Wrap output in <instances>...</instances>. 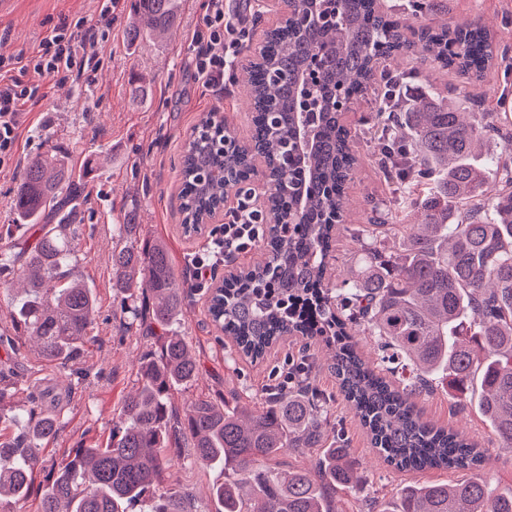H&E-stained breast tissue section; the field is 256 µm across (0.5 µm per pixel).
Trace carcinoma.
Wrapping results in <instances>:
<instances>
[{
  "instance_id": "carcinoma-1",
  "label": "carcinoma",
  "mask_w": 512,
  "mask_h": 512,
  "mask_svg": "<svg viewBox=\"0 0 512 512\" xmlns=\"http://www.w3.org/2000/svg\"><path fill=\"white\" fill-rule=\"evenodd\" d=\"M373 0H342L339 11L316 27L291 23L269 34L262 61L244 69L254 153L224 150V125L210 112L183 151L179 210L184 232L202 230L204 218L231 193L239 194L257 173L275 185L262 213L267 234L257 243L264 259L224 284L208 313L241 353L262 358L290 334L320 336L314 321L297 309L318 297L317 320L334 322L344 343H328L344 399L388 463L423 471L463 473L452 484L406 485L397 508L378 512H512V492L500 493L487 468L485 450L455 429L424 420L414 397L448 380L464 395L479 379L478 406L499 445L512 449V157L481 156L490 136H507L505 121L481 123L445 95L412 100L392 111L388 85L376 78V49L386 55L412 51L472 82L483 80L493 59L494 36L478 22L455 29L430 27L414 43L403 25L376 14ZM180 0H135L125 27L128 44L157 39L177 25ZM374 90L375 120L387 147L399 148L391 169L402 205L366 224L358 267L337 289L324 286V258L335 225L328 212L344 216L345 186L356 163L351 141L341 136L336 113L326 104L338 90ZM90 162L77 169L51 151L30 158L13 191L16 225L39 224L42 235L14 274L25 283L9 311L19 336L36 341L39 355L66 364L82 357L96 305L90 289L65 270L81 223L80 197L94 176ZM307 177L301 213L289 186ZM115 225L112 292L125 312L157 337L158 350L140 361L137 391L124 400L112 433L100 448H73L43 479L40 512H194L191 492L156 493L171 467L170 448L186 442L201 466L228 472L213 488L218 512H343L336 492L361 479L348 449L323 445L327 410L299 371L293 386L264 397L253 408L232 392L224 401L198 398L172 423L173 392L198 378L197 361L172 328L180 319V288L167 248L140 234L139 225ZM401 239L396 253L377 246L378 235ZM151 300L148 312L130 303L134 281ZM378 337L384 360L407 377L394 385L360 356L347 324ZM59 429L55 416L32 407L0 414V505L22 512L43 471L41 444ZM322 447L309 468L270 466L288 448Z\"/></svg>"
}]
</instances>
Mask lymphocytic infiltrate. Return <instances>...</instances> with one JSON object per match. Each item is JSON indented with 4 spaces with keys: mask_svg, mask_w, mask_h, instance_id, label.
I'll list each match as a JSON object with an SVG mask.
<instances>
[{
    "mask_svg": "<svg viewBox=\"0 0 512 512\" xmlns=\"http://www.w3.org/2000/svg\"><path fill=\"white\" fill-rule=\"evenodd\" d=\"M96 2L92 16H60L30 54L0 56V169L13 163L19 129L46 98L41 86L29 82L28 73L63 83L80 80L97 69L101 53L112 40L120 0ZM236 27L224 11V0H207L205 13L191 34L198 78L216 93L223 91L224 74L235 62L225 37ZM263 233L257 210L248 201H239L226 214L209 248L192 258L194 279L207 280L219 266L252 250Z\"/></svg>",
    "mask_w": 512,
    "mask_h": 512,
    "instance_id": "obj_1",
    "label": "lymphocytic infiltrate"
}]
</instances>
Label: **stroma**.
Instances as JSON below:
<instances>
[{
	"label": "stroma",
	"mask_w": 512,
	"mask_h": 512,
	"mask_svg": "<svg viewBox=\"0 0 512 512\" xmlns=\"http://www.w3.org/2000/svg\"><path fill=\"white\" fill-rule=\"evenodd\" d=\"M225 3L227 13L245 22V34L236 47L238 56H245L271 26L274 15L262 7L261 0ZM444 3L443 11L434 13L415 6L413 0H399L391 15L397 20L409 19L411 27L405 35L412 41L428 26L482 21L494 34L500 52L512 57V0ZM203 4L204 0H183L181 21L165 42L146 41L132 50L124 34L128 13L119 11L112 26V42L91 77L57 85L36 73L28 75L30 82L44 88L47 97L13 164L0 169V240L32 245L39 236L38 227L13 224L10 215L12 190L29 158L59 150L76 167L93 154L108 155L110 161L84 191L82 231L70 263L73 276L92 288L98 301L91 339L78 361L65 366L45 362L32 339L14 337L9 310L22 283L7 274L0 276V362L8 364L6 382L10 386L0 412H20L28 408L34 395L43 406L59 412L62 424L41 449L47 468L69 449L106 442L124 398L138 386L139 359L158 348L155 338L126 327L120 300L112 292V251L116 246L112 227L122 223L131 209L144 234L166 244L175 274L187 290L178 331L192 347L199 375L192 386L174 392L172 404L177 413H184L201 396L223 400L230 390L241 400L260 405L268 389L284 385L289 360L305 358L314 365V393L327 410L326 435L337 445L348 447L362 472L360 482L337 494L344 512H370L392 500L407 484L458 480V473L452 471H401L378 457L340 393L323 342L292 336L254 362L238 354L232 339L222 335L209 317L210 290L196 287L188 258L202 252L211 235L205 232L188 237L182 231L177 166L187 135L207 113H215L231 134L246 142L252 112L236 77H225L224 94L218 99L197 81L189 36L204 11ZM94 8L93 0H11L0 12V54L30 52L49 22L59 15L84 16ZM380 67L402 72L412 88L439 90L451 97L467 88L475 111L512 114V68L507 65L492 66L483 81L468 86L455 72L412 56L383 60ZM377 106L374 96H356L344 121L358 163L345 185L350 208L343 224L336 227L329 255L327 278L332 285L341 282L360 258L359 228L368 223L373 210L385 209L389 203V177L380 164L382 144L367 134ZM415 402L424 419L440 427L457 428L486 448L496 485L512 487V451L499 447L473 405L458 406L455 396L440 382ZM172 455L174 465L165 489H189L197 512H215L211 489L223 482V472L195 464L193 449L176 448Z\"/></svg>",
	"instance_id": "35a3bbf8"
}]
</instances>
